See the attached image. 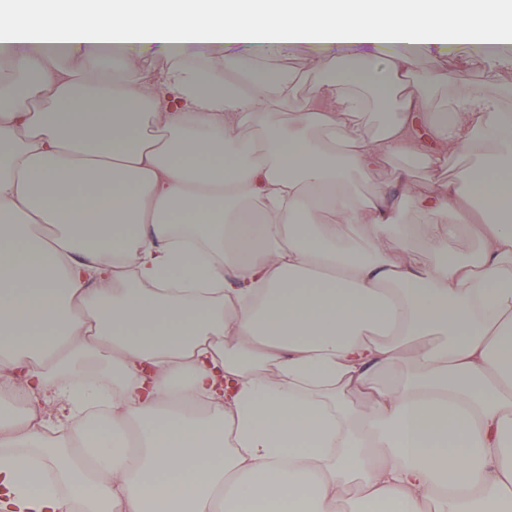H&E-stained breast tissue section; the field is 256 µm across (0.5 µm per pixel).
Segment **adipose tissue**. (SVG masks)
<instances>
[{"label":"adipose tissue","mask_w":512,"mask_h":512,"mask_svg":"<svg viewBox=\"0 0 512 512\" xmlns=\"http://www.w3.org/2000/svg\"><path fill=\"white\" fill-rule=\"evenodd\" d=\"M511 30L512 0L0 6V512H512V113L430 111L455 77L416 69ZM210 48L241 94L193 93ZM297 50L299 101L264 64ZM366 88L398 95L371 138ZM473 157L467 154L448 156L446 163L434 173H431L423 164L408 165L404 160L394 157L386 160L382 165L359 180V192L363 196H370L374 191L386 183L391 182L400 170L408 168L409 177L416 188V192L427 194L434 180H447L455 177L459 171L468 168Z\"/></svg>","instance_id":"obj_1"}]
</instances>
